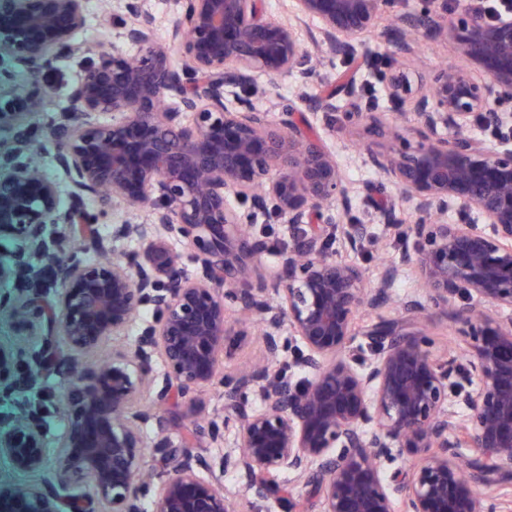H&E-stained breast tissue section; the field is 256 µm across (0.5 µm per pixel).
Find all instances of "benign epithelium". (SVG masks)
Listing matches in <instances>:
<instances>
[{"label": "benign epithelium", "instance_id": "7a95c632", "mask_svg": "<svg viewBox=\"0 0 512 512\" xmlns=\"http://www.w3.org/2000/svg\"><path fill=\"white\" fill-rule=\"evenodd\" d=\"M392 0H293L288 20L267 15L264 0H169L167 41L157 37L150 0H125L106 24L128 50L88 48L84 0H0V241L13 245L0 263V317L18 339L0 344V401L34 395L0 426V456L28 476L0 485V512H239L224 489V471L246 479L251 504L283 506L273 474L288 471L316 494L321 512H497L479 488L512 475V7L490 19L478 0H416L398 18L399 54L414 36L449 35L486 76L451 67L424 80L399 67L380 74L391 101L420 129L419 141L391 154L363 144L368 161L396 195L377 204L378 223L406 243L399 265L369 284L357 265L336 258L334 224L351 190L325 140L294 108L273 118L256 108L259 79L312 74L298 36L352 57L387 19ZM85 53L84 73L68 93L69 110L44 119L50 100L42 79L56 63ZM347 80L315 103L328 125ZM375 137L373 112H349ZM480 123L498 135L465 134ZM54 145L69 203L59 183L33 160L38 135ZM115 203L126 220L112 236L87 210ZM459 217L448 223V211ZM287 217L296 244L278 254L283 285L246 279L265 244L245 231L260 215ZM370 229L352 224L340 248L355 252ZM137 249H118L114 242ZM178 244L200 266L188 276ZM94 253L102 260L88 262ZM40 264L33 266L31 258ZM404 267L417 268L423 292L401 302L407 319L358 326V316L392 297ZM241 304L230 321L226 299ZM455 302L464 355L437 358L421 327L431 308ZM134 342L112 359L80 360L124 335L143 311ZM263 324L268 355L283 331L299 344L297 381L258 375L263 406L247 410L235 381L222 375L233 336ZM373 357L352 353L358 334ZM166 382L152 392L153 362ZM51 372L58 395L42 386ZM237 411L234 447L213 466L191 451L170 452L161 478L146 465L143 427L161 416L145 406L192 400L216 383ZM57 410L66 432L53 460L44 436ZM410 460L384 475V464ZM83 485L81 500L70 490Z\"/></svg>", "mask_w": 512, "mask_h": 512}]
</instances>
